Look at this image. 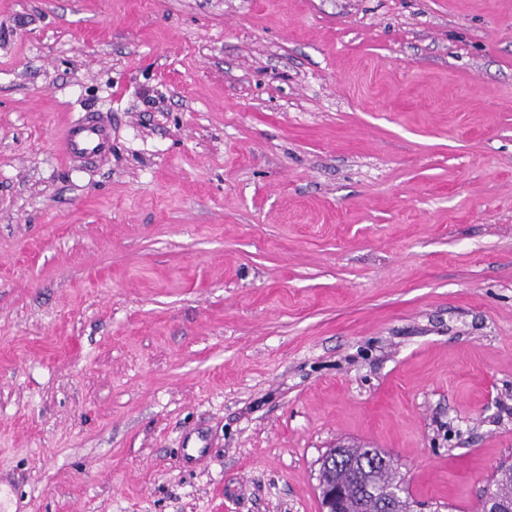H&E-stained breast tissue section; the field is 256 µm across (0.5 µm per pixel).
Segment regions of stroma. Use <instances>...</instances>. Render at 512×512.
<instances>
[{
	"label": "stroma",
	"instance_id": "1",
	"mask_svg": "<svg viewBox=\"0 0 512 512\" xmlns=\"http://www.w3.org/2000/svg\"><path fill=\"white\" fill-rule=\"evenodd\" d=\"M339 444L512 460V0H0V498L321 512ZM111 148V137L101 122L78 119L71 124L66 133L65 149L70 159L105 155Z\"/></svg>",
	"mask_w": 512,
	"mask_h": 512
}]
</instances>
